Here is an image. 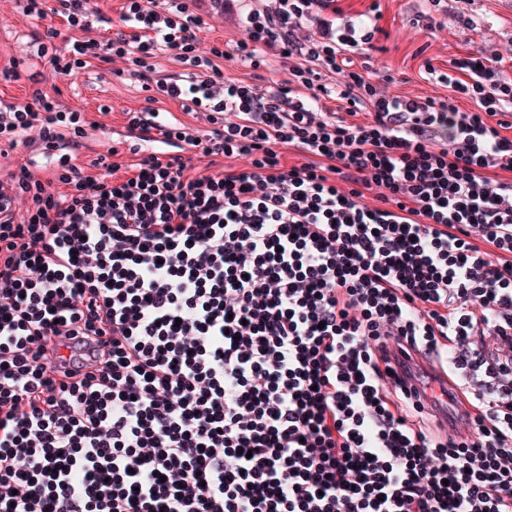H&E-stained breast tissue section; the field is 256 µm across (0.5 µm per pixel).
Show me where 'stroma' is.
<instances>
[{
    "label": "stroma",
    "instance_id": "1",
    "mask_svg": "<svg viewBox=\"0 0 512 512\" xmlns=\"http://www.w3.org/2000/svg\"><path fill=\"white\" fill-rule=\"evenodd\" d=\"M427 8L426 0H380V25L385 35L378 49L371 51L369 65L378 74L396 78V93L409 98L445 96L446 88L430 78V71H447L450 60L474 48L490 58L503 57L506 73L512 76V0H444L433 30L420 19ZM22 28L11 0H0V53L27 59V75L6 89L20 100L31 90L30 73L42 68L20 37ZM56 86L67 104L89 112L95 111L104 95H111L110 129L92 143L100 152L111 146L112 129L123 123L122 107H139L145 98L139 83L128 76H74L57 81Z\"/></svg>",
    "mask_w": 512,
    "mask_h": 512
}]
</instances>
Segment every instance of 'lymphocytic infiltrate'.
<instances>
[{
  "label": "lymphocytic infiltrate",
  "mask_w": 512,
  "mask_h": 512,
  "mask_svg": "<svg viewBox=\"0 0 512 512\" xmlns=\"http://www.w3.org/2000/svg\"><path fill=\"white\" fill-rule=\"evenodd\" d=\"M18 2L50 79L148 97L82 166L111 104L0 94V154L33 153L0 175V512H512L500 60L466 52L447 96L411 99L354 62L375 5L248 0L205 48L224 0ZM396 352L426 355L470 436ZM231 3L233 4L232 9H226L224 7V21L215 19L210 22L216 26L215 31H205L201 34L204 43L216 37H223L224 41L241 38L242 31L239 27V20L237 16L238 2Z\"/></svg>",
  "instance_id": "1"
}]
</instances>
